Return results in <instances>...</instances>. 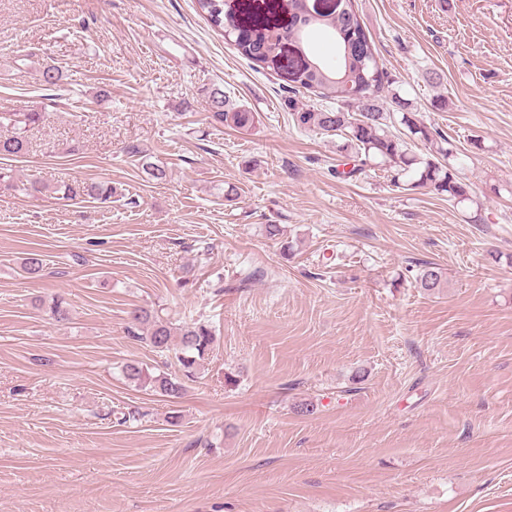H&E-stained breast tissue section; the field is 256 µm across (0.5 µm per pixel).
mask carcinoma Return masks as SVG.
Wrapping results in <instances>:
<instances>
[{
  "label": "carcinoma",
  "mask_w": 512,
  "mask_h": 512,
  "mask_svg": "<svg viewBox=\"0 0 512 512\" xmlns=\"http://www.w3.org/2000/svg\"><path fill=\"white\" fill-rule=\"evenodd\" d=\"M200 13L211 25L221 31L229 29L233 22L224 17V0H196ZM299 13L297 26L285 30H270L252 43L235 41L238 52L256 65L265 63L266 57L280 52L281 43L295 45L298 54L305 57L295 74L294 83L299 89L327 103L323 108H299L292 100L288 106L295 124L303 129H316L322 133L340 132L347 136L353 156L350 168L337 172L345 178H357L366 173L371 165H383L392 169L393 182L412 188H425L438 195H448L450 201L468 199V187L459 181L455 164L449 159L457 157L456 147L437 129L425 125L409 111L408 100L394 93L386 95L393 79L379 62L374 42L354 0H342L340 12L331 16L311 15L305 0H295ZM324 33L339 48L334 60L318 57L312 50V39ZM209 110L210 119L216 124L248 129L255 122V113L235 105L224 90L217 85L201 90ZM400 119H395V114ZM45 120V113L1 112L0 123L12 126V134L0 136V158L20 157L28 152L27 132ZM398 123L406 130V136L391 132ZM416 139L429 148L426 156L409 151L407 139ZM0 184L34 196L47 190L36 178L18 184L13 170L0 168ZM65 199L75 200L84 196L103 202L112 198V185L105 182L63 183L56 188ZM443 271L432 264L424 265L416 278L419 288L433 294L441 288ZM51 317L57 322L70 320V308L61 297L52 299L49 306ZM129 333L143 339L158 354L172 356L177 370L153 372L139 361L124 364V378L141 388H148L172 401L187 391V383L194 380L203 363L208 359L215 343L210 325L192 322L174 332L170 324L153 315L145 308L129 312Z\"/></svg>",
  "instance_id": "1"
}]
</instances>
